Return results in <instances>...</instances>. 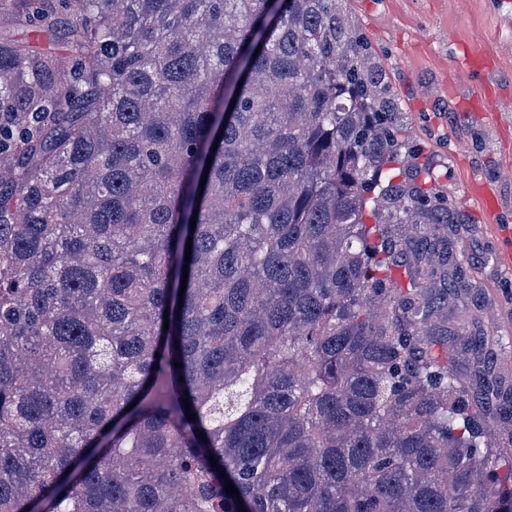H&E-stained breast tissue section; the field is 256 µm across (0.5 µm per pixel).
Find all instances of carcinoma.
Segmentation results:
<instances>
[{"label": "carcinoma", "mask_w": 512, "mask_h": 512, "mask_svg": "<svg viewBox=\"0 0 512 512\" xmlns=\"http://www.w3.org/2000/svg\"><path fill=\"white\" fill-rule=\"evenodd\" d=\"M347 3L0 0V512H512V378L431 329L456 203Z\"/></svg>", "instance_id": "cac0c4a2"}]
</instances>
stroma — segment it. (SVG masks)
<instances>
[{
	"mask_svg": "<svg viewBox=\"0 0 512 512\" xmlns=\"http://www.w3.org/2000/svg\"><path fill=\"white\" fill-rule=\"evenodd\" d=\"M388 74L404 127L460 216L449 250L471 276L451 298L457 321H479L512 369V270L499 263L512 228V0H348ZM500 201L495 217L480 190Z\"/></svg>",
	"mask_w": 512,
	"mask_h": 512,
	"instance_id": "obj_1",
	"label": "stroma"
}]
</instances>
